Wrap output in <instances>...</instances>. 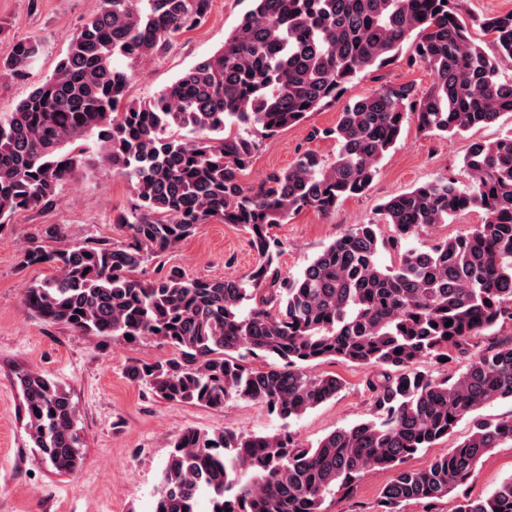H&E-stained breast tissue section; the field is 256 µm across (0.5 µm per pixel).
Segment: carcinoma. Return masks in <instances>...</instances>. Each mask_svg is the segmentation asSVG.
Listing matches in <instances>:
<instances>
[{"label": "carcinoma", "mask_w": 512, "mask_h": 512, "mask_svg": "<svg viewBox=\"0 0 512 512\" xmlns=\"http://www.w3.org/2000/svg\"><path fill=\"white\" fill-rule=\"evenodd\" d=\"M224 46L181 73L153 99L121 107L130 80L113 60L166 53L175 35L208 14L211 0H102L69 37L54 72L12 112L0 113V227L19 211L59 201L72 160L96 137L137 201L118 216L120 241H74L49 252L33 242L27 265L57 274L24 290L25 306L48 324L85 336H131L172 348L135 362L128 377L160 398L222 407L265 405L280 420L333 399L341 379L313 375L323 360L376 367L372 418L302 447L286 429L264 435L182 431L171 446L152 512H327L326 497L349 496L370 470L394 472L379 512L409 501L453 497V512H512V476L485 499L463 491L494 448L512 446V417L477 420L472 434L423 469L404 463L448 437L495 400H512V132L475 142L463 159L468 185L440 179L381 205L393 236L356 224L299 273L280 268L282 243L269 229L311 209L328 214L363 194L396 145L407 117L424 135L452 138L512 114V11L463 16L461 0H251ZM413 38L409 67L432 84L387 82L345 106L337 124L312 136L336 141L332 161L306 150L285 170L247 185L256 137H272L336 104L365 72L397 60ZM42 53L21 39L0 49V77L19 78ZM482 223L426 248L409 241L462 212ZM211 219L249 236L256 262L220 280L166 272L149 284L132 274ZM384 250L396 260L384 265ZM451 325H446V322ZM488 346L455 375L417 369L476 337ZM271 360L247 366L250 356ZM22 418L38 458L58 471L82 460L78 410L54 380L17 374ZM233 495H227V492Z\"/></svg>", "instance_id": "cac0c4a2"}]
</instances>
